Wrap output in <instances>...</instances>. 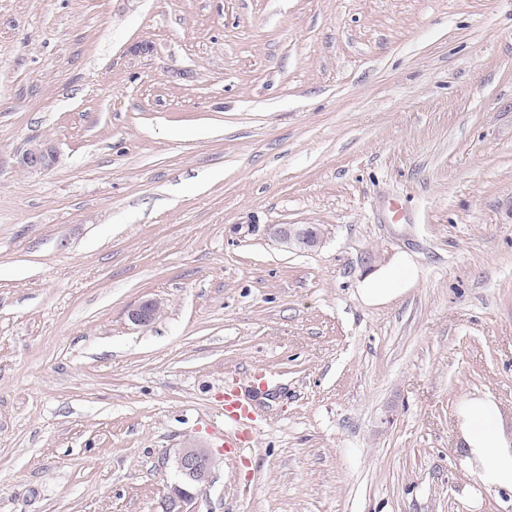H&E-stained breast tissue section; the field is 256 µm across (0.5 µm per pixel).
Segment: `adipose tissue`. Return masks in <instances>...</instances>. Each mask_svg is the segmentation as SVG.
I'll return each mask as SVG.
<instances>
[{
  "label": "adipose tissue",
  "instance_id": "adipose-tissue-1",
  "mask_svg": "<svg viewBox=\"0 0 512 512\" xmlns=\"http://www.w3.org/2000/svg\"><path fill=\"white\" fill-rule=\"evenodd\" d=\"M418 273L411 255L397 254L358 280L357 294L365 305H387L416 283ZM456 427L463 445L459 463L468 480L465 493L471 502H478L485 491L512 492V437L503 428L497 401L481 393L463 397Z\"/></svg>",
  "mask_w": 512,
  "mask_h": 512
}]
</instances>
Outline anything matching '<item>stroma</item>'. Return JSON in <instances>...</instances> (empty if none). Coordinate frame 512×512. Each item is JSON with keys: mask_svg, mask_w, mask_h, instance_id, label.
<instances>
[{"mask_svg": "<svg viewBox=\"0 0 512 512\" xmlns=\"http://www.w3.org/2000/svg\"><path fill=\"white\" fill-rule=\"evenodd\" d=\"M472 393L512 433V0H0V512H163L189 445L187 512H512ZM58 161L54 146L48 141L33 144L21 157V166L27 170L47 171ZM271 235L288 248L315 251L323 246L326 229L318 224H278ZM418 266L407 253L395 255L357 281L360 300L367 306H384L400 298L418 278ZM159 311V302L148 299L129 309L128 318L137 326H148L156 319ZM224 402V416L233 428L225 435L218 434L217 446L237 448L253 428L257 411L251 402L240 399L237 394L232 392L224 394ZM462 445L460 467L469 481L465 493L476 507L482 491L512 492V438L502 425L497 401L487 394L463 397L457 408ZM212 455L206 448H181L176 459L180 480L172 486L166 512H184L183 506L193 498L192 489L209 483L213 469Z\"/></svg>", "mask_w": 512, "mask_h": 512, "instance_id": "stroma-1", "label": "stroma"}]
</instances>
